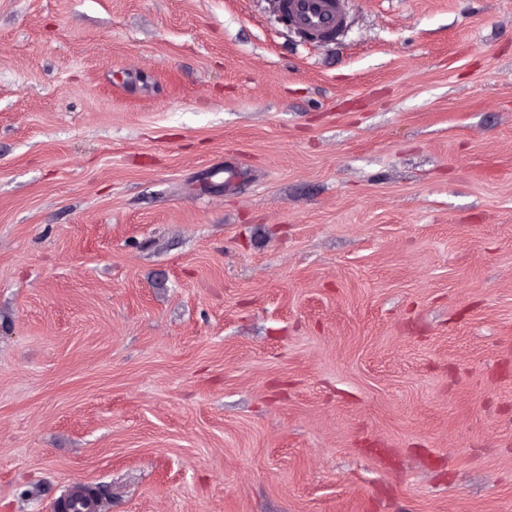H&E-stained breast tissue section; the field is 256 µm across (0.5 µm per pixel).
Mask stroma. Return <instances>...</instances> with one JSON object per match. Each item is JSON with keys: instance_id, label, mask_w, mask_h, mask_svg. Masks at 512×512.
<instances>
[{"instance_id": "obj_1", "label": "stroma", "mask_w": 512, "mask_h": 512, "mask_svg": "<svg viewBox=\"0 0 512 512\" xmlns=\"http://www.w3.org/2000/svg\"><path fill=\"white\" fill-rule=\"evenodd\" d=\"M345 13L0 0V512H512V0ZM288 19L313 41L324 42L345 25L343 0H285Z\"/></svg>"}]
</instances>
